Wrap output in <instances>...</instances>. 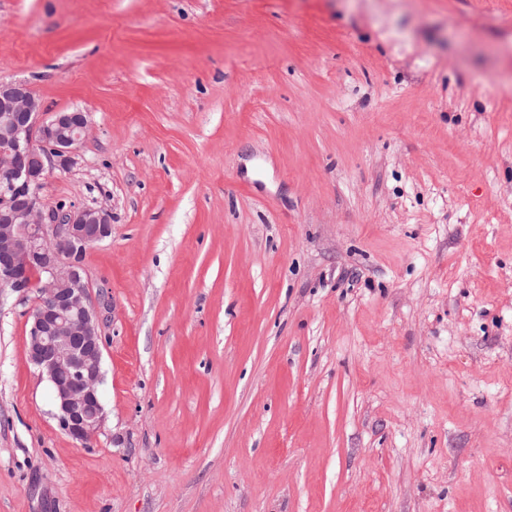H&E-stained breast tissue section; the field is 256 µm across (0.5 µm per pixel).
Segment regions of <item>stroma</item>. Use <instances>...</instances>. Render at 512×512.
I'll list each match as a JSON object with an SVG mask.
<instances>
[{
    "label": "stroma",
    "instance_id": "35a3bbf8",
    "mask_svg": "<svg viewBox=\"0 0 512 512\" xmlns=\"http://www.w3.org/2000/svg\"><path fill=\"white\" fill-rule=\"evenodd\" d=\"M0 81L112 215L95 438L0 308V512H512V0H0Z\"/></svg>",
    "mask_w": 512,
    "mask_h": 512
}]
</instances>
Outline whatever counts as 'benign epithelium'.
Segmentation results:
<instances>
[{
  "instance_id": "obj_1",
  "label": "benign epithelium",
  "mask_w": 512,
  "mask_h": 512,
  "mask_svg": "<svg viewBox=\"0 0 512 512\" xmlns=\"http://www.w3.org/2000/svg\"><path fill=\"white\" fill-rule=\"evenodd\" d=\"M42 114L27 85L0 84V288L36 294L27 356L51 384L60 427L84 442L103 420L104 374L99 317L82 256L111 236L112 214L74 205L44 212L47 174L73 164L88 118L78 110L55 112L48 120Z\"/></svg>"
}]
</instances>
